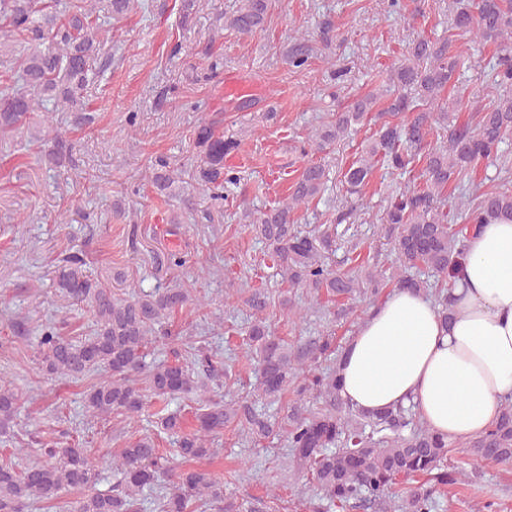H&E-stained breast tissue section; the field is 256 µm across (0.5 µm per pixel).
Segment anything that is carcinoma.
I'll list each match as a JSON object with an SVG mask.
<instances>
[{"label": "carcinoma", "mask_w": 512, "mask_h": 512, "mask_svg": "<svg viewBox=\"0 0 512 512\" xmlns=\"http://www.w3.org/2000/svg\"><path fill=\"white\" fill-rule=\"evenodd\" d=\"M269 7L270 0H241L226 24L240 35H251L263 27ZM133 8L134 0H0V31L22 47L19 73L0 74V129L25 125L49 99L70 113L72 127H91L95 115L85 92L104 73V67L95 66L99 10L124 16ZM454 28L461 37L500 49L492 68L499 94L473 120L448 121V112L463 106L459 95L448 96L447 108L434 117L432 105L461 84L464 59L453 50L450 37L420 38L409 56L390 68L393 96L384 111L373 112L378 95L372 92L308 134L322 150L349 138L365 120L379 121L375 138L341 172L349 196L361 195L380 167L405 172L415 162L423 163L422 184L389 194L381 231L393 258L379 251L365 258L355 242L348 249L354 265L341 272L327 262L337 250L336 228L297 230L293 210L327 190L330 171L322 163L303 167L282 204L245 213L282 283L304 290L318 305H332L341 316L350 313L349 303L361 298L372 304L392 284L434 296L439 317L448 321L475 225L512 221V154L501 149L512 134V0H469L457 8ZM311 58L307 40L295 37L288 51L290 66L303 70ZM435 123L440 132L433 146L427 136ZM193 140L199 157L195 184L211 199H224V185L240 181L238 170L225 164L239 143L217 133L216 121L206 117L195 126ZM39 142L48 162L73 160L75 145L66 137L56 134ZM481 161L503 174L500 181L445 205L443 194L470 181ZM153 186L192 207L190 189L162 159L156 162ZM86 266L76 253L60 254L55 282L69 303L89 308L94 328L84 337H71L52 323L40 326L36 360L41 370L58 379H82L99 370L108 374L85 394V410L94 417L115 413L131 418L153 401L193 396L194 425L187 430L182 415L156 412L157 433L125 441L113 456L112 485L73 501L64 495L98 481L96 458L76 444L34 438L33 459L26 465L0 459V512H27L37 504L56 512H273L276 495L239 501L224 495V482L209 470L177 472L160 451V441L169 438L175 455L204 459L211 455L214 437L231 424L254 445L275 437L286 442L281 470L302 474L312 484L308 512H437L442 489L475 483V476L448 468V441L421 423L412 409L397 405L370 414L350 408L340 396L342 353L336 333L327 330L295 341L276 335L267 322V289L254 288L247 299L252 321L240 342L252 361L253 380L247 382L236 371L235 359L217 360L207 337L159 330L186 308L188 289L176 282L118 297ZM421 267L437 280L409 274ZM160 335L168 340L166 358L150 365L148 350ZM221 372L224 386L243 388L228 403L209 397L210 383ZM20 401L17 391L0 385V436L10 432ZM264 403L282 404L284 415L262 413L258 405ZM461 447L479 461L512 464V399L484 434Z\"/></svg>", "instance_id": "1"}]
</instances>
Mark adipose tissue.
<instances>
[{"label": "adipose tissue", "mask_w": 512, "mask_h": 512, "mask_svg": "<svg viewBox=\"0 0 512 512\" xmlns=\"http://www.w3.org/2000/svg\"><path fill=\"white\" fill-rule=\"evenodd\" d=\"M453 314L398 288L367 312L341 358V396L353 409L412 406L456 443L484 432L512 395V222L477 225Z\"/></svg>", "instance_id": "obj_1"}]
</instances>
